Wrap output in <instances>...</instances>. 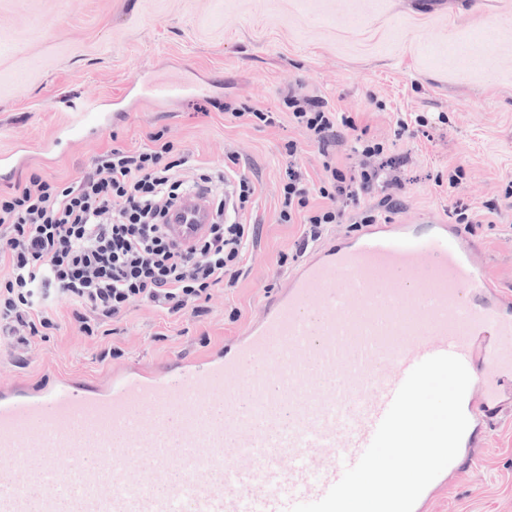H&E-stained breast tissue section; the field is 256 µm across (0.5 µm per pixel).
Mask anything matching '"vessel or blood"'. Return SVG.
I'll return each mask as SVG.
<instances>
[{"mask_svg": "<svg viewBox=\"0 0 512 512\" xmlns=\"http://www.w3.org/2000/svg\"><path fill=\"white\" fill-rule=\"evenodd\" d=\"M173 82L129 85L131 110L179 100ZM107 121L83 108L55 145ZM208 193L169 210L190 248L211 224ZM444 222L376 224L313 249L258 318L217 351L130 361L107 382L0 384V512H290L326 495L371 443L409 372L451 354L467 367L469 420L457 458L413 512L481 460L512 403V309Z\"/></svg>", "mask_w": 512, "mask_h": 512, "instance_id": "1", "label": "vessel or blood"}]
</instances>
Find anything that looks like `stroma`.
Listing matches in <instances>:
<instances>
[{"label":"stroma","instance_id":"obj_1","mask_svg":"<svg viewBox=\"0 0 512 512\" xmlns=\"http://www.w3.org/2000/svg\"><path fill=\"white\" fill-rule=\"evenodd\" d=\"M178 81L180 106L160 103L45 157L46 143L80 108ZM350 116L398 159L396 222L444 221L454 202L494 208L489 224L461 230L480 248L489 281L512 296V0H0V194L31 171L67 182L104 152L148 146L149 132L214 169L237 160L256 191L245 215L257 227L234 287L210 290L202 316L133 305L94 336L57 303L59 327L24 351L0 343V381L35 382L46 369L99 377L132 359L163 363L214 350L261 312L303 259L302 228L280 221L287 156L310 176L322 158L283 104L288 89ZM228 102L270 110L272 125L231 116ZM427 122L396 138L398 119ZM459 182L445 185L454 168ZM430 512H512V410L499 415L482 460Z\"/></svg>","mask_w":512,"mask_h":512}]
</instances>
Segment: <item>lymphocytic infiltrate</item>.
I'll list each match as a JSON object with an SVG mask.
<instances>
[{
    "label": "lymphocytic infiltrate",
    "instance_id": "lymphocytic-infiltrate-1",
    "mask_svg": "<svg viewBox=\"0 0 512 512\" xmlns=\"http://www.w3.org/2000/svg\"><path fill=\"white\" fill-rule=\"evenodd\" d=\"M293 121L305 128L322 157L320 183L309 182L295 161L296 142H288L290 161L281 187L280 219L303 226V244L317 242L327 225L340 223L342 204L355 205L360 221L375 224L381 210H394L398 177L374 162L382 143L357 139L359 162L343 171L332 148L350 117H337L323 101L299 90L284 98ZM149 147L115 148L97 158L76 181L49 180L32 173L15 190L0 195V338L26 347L54 322L47 311L50 294L79 308L80 329L94 335L101 323L123 317L133 304H148L174 315H200L199 301L212 288L233 285L251 242L254 225L241 215L255 188L232 167L213 173L175 148L164 131L149 133ZM193 171V180L183 178ZM389 192L378 204L366 203L377 183ZM209 191L215 219L190 249L179 248L165 229L168 210L186 192ZM319 205H311V195Z\"/></svg>",
    "mask_w": 512,
    "mask_h": 512
}]
</instances>
